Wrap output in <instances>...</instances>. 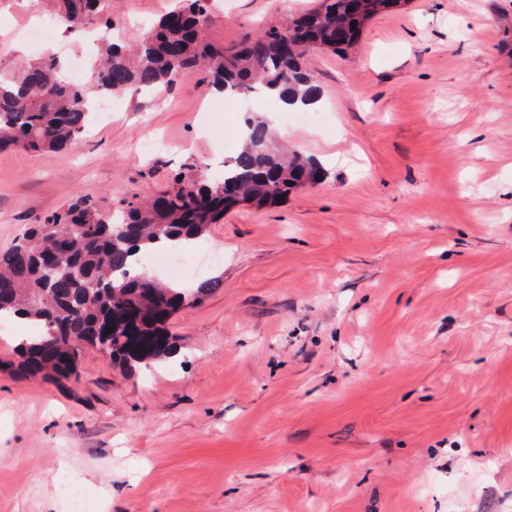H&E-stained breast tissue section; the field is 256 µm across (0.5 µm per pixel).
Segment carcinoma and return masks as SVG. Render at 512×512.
<instances>
[{
    "instance_id": "1",
    "label": "carcinoma",
    "mask_w": 512,
    "mask_h": 512,
    "mask_svg": "<svg viewBox=\"0 0 512 512\" xmlns=\"http://www.w3.org/2000/svg\"><path fill=\"white\" fill-rule=\"evenodd\" d=\"M55 17L70 31L105 11V0H50ZM401 0H319L238 48L209 37L213 0H178L133 49L101 38L100 59L81 85L68 81L51 54L16 73H0V151L34 152L76 146L88 128L95 96L136 86L155 91L177 76L207 71L218 90L258 91L282 103L319 100V88L300 60L312 49L345 52L364 24L394 10ZM275 132L261 117L244 120L242 147L224 163V177L208 180L194 165L173 185L146 200H121L115 210L90 196L32 225L0 252V319L21 315L39 326L17 348L20 371L56 381L78 379L82 354L70 343L98 348L132 370L175 352L168 324L174 313L220 287L205 280L175 289L136 271L138 256L158 243L195 242L224 214L243 204L278 202L295 189L321 183L326 170L297 150L274 148ZM115 330L108 333L106 328Z\"/></svg>"
}]
</instances>
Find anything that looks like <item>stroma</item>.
<instances>
[{
	"label": "stroma",
	"mask_w": 512,
	"mask_h": 512,
	"mask_svg": "<svg viewBox=\"0 0 512 512\" xmlns=\"http://www.w3.org/2000/svg\"><path fill=\"white\" fill-rule=\"evenodd\" d=\"M172 3L112 19L135 42ZM316 5L217 0L209 35L239 46ZM43 13L0 0V69L39 56L21 33ZM304 67L302 122L198 70L116 95L74 149L0 152V251L77 195L221 171L249 115L328 172L199 240L222 259L182 283L223 286L173 316L165 362L87 348L58 383L0 332V512H512V0H407Z\"/></svg>",
	"instance_id": "1"
}]
</instances>
